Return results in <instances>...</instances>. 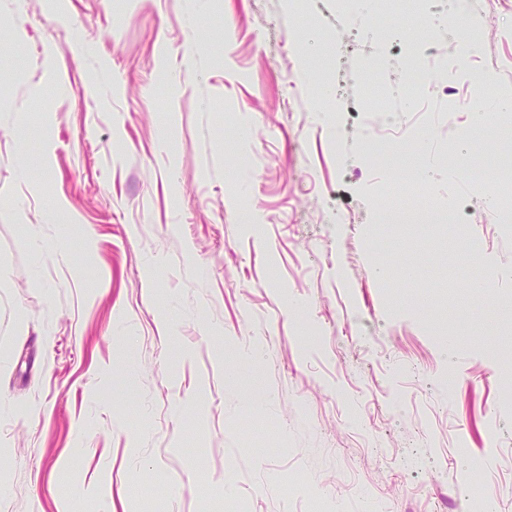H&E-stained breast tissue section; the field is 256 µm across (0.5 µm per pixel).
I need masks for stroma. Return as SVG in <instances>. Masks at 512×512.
<instances>
[{
    "mask_svg": "<svg viewBox=\"0 0 512 512\" xmlns=\"http://www.w3.org/2000/svg\"><path fill=\"white\" fill-rule=\"evenodd\" d=\"M499 10L0 0V512H512V225L457 162L512 161ZM394 148L455 244L384 223Z\"/></svg>",
    "mask_w": 512,
    "mask_h": 512,
    "instance_id": "1",
    "label": "stroma"
}]
</instances>
